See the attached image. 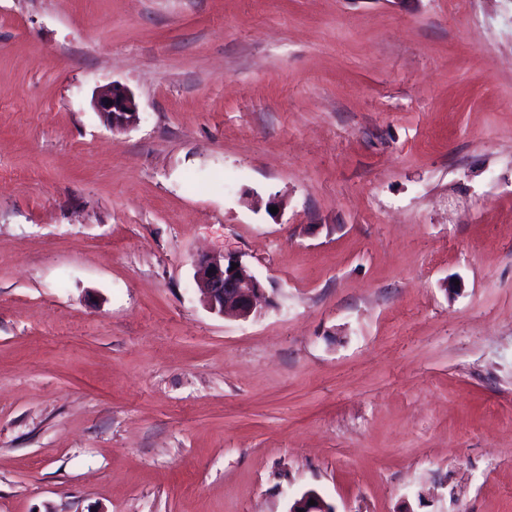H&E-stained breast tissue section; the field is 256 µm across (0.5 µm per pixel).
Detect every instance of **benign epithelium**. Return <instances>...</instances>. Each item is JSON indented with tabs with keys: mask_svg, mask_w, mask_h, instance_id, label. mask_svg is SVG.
Returning a JSON list of instances; mask_svg holds the SVG:
<instances>
[{
	"mask_svg": "<svg viewBox=\"0 0 512 512\" xmlns=\"http://www.w3.org/2000/svg\"><path fill=\"white\" fill-rule=\"evenodd\" d=\"M93 107L113 128L130 127L138 119L134 95L121 84L114 83L97 92ZM194 278L203 291L207 308L221 316L247 319L255 313L257 301L264 295L262 282L232 253L198 258ZM288 512H335V509L319 492L310 489L293 500Z\"/></svg>",
	"mask_w": 512,
	"mask_h": 512,
	"instance_id": "obj_1",
	"label": "benign epithelium"
}]
</instances>
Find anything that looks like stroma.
Listing matches in <instances>:
<instances>
[{
    "label": "stroma",
    "mask_w": 512,
    "mask_h": 512,
    "mask_svg": "<svg viewBox=\"0 0 512 512\" xmlns=\"http://www.w3.org/2000/svg\"><path fill=\"white\" fill-rule=\"evenodd\" d=\"M311 488L512 512V0H0V512ZM108 100H112V104H108ZM93 107L112 128L130 127L138 119L134 95L121 84L112 83L97 92ZM194 278L203 291L207 308L221 316L249 318L265 292L262 282L232 253L198 258Z\"/></svg>",
    "instance_id": "obj_1"
}]
</instances>
